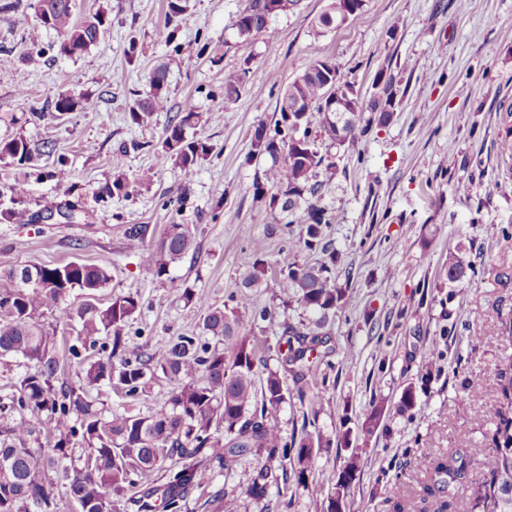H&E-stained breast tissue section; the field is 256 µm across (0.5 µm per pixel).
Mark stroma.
Returning a JSON list of instances; mask_svg holds the SVG:
<instances>
[{"label":"stroma","mask_w":512,"mask_h":512,"mask_svg":"<svg viewBox=\"0 0 512 512\" xmlns=\"http://www.w3.org/2000/svg\"><path fill=\"white\" fill-rule=\"evenodd\" d=\"M246 0H184L176 21L167 0H75L74 15L102 11L104 38L76 57L57 53L56 32L38 29V0H19L0 15V140L24 135L33 146L54 145L36 168L0 158V192L26 184L25 207L51 209L44 224L0 223V272L30 264L79 262L107 267L110 280L97 295L106 304L133 295L138 309L124 328L132 349L154 352L177 336L200 333L201 316H189L182 298L189 287L220 307L237 292L252 265L253 240H263L273 270L311 264L316 254L292 246L253 194L256 167L248 162L258 124H273L293 79L312 59L336 65L364 98L376 73L399 59V93L391 120L372 127L353 145L320 144L335 162L321 171L318 203L332 217L324 229L338 260L337 282L346 305L324 316L299 305L282 307L276 286L255 289L274 310L256 325L259 352L277 368L285 325L321 332L328 353L316 390L322 407L315 427L331 447L313 452L311 472L298 484L289 461L251 456L221 467L189 494L181 512H223L225 496L239 512H326L338 473L351 455L361 472L345 512H436L445 499L431 472L452 453L463 454L466 479L453 490V512H475L481 461L491 453L494 424L487 411L497 393V365L512 359V335L502 322L512 314V156L500 143L512 117V0H366L363 11L338 28L319 16L329 0H300L277 14L266 32L243 40L234 23ZM46 52L28 60L31 37ZM163 69L167 108L146 126L132 124L129 108ZM245 69L237 98L224 97V75ZM89 97L93 106L58 114L59 91ZM200 119L194 134L212 151L193 169L163 157L165 130L185 107ZM122 158L127 192L98 198ZM70 171L60 183L49 175L57 159ZM153 170L147 183L138 174ZM78 203L77 219L58 216ZM195 225L196 240L166 276L144 266L126 247L125 230L146 224L148 247L167 225ZM462 249L475 276L449 282L448 253ZM46 328L73 347L63 378L73 381L83 359L103 357L111 340L82 349L77 326L45 318ZM415 386L417 412L399 407ZM172 383L155 374L133 396L100 384L93 397L115 413L149 414L168 400ZM381 423L365 435L373 404ZM272 482L266 498L246 493L260 469Z\"/></svg>","instance_id":"1"}]
</instances>
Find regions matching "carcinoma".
I'll return each mask as SVG.
<instances>
[{"label":"carcinoma","instance_id":"carcinoma-1","mask_svg":"<svg viewBox=\"0 0 512 512\" xmlns=\"http://www.w3.org/2000/svg\"><path fill=\"white\" fill-rule=\"evenodd\" d=\"M47 10L38 15V26L51 29L60 37L59 53L72 57L84 52L104 36L106 19L96 13L78 21L72 0H42ZM353 0H331L320 16L319 25L328 28L350 12ZM263 0H246L235 27L239 37L248 39L267 29ZM303 80L288 86V101L299 102L302 130L297 136L305 144L296 149L289 144L294 134L288 114L280 112L273 127L260 124L255 129L249 160L258 168L253 183L254 195L265 200L279 231L292 233L293 221H283L306 207L305 229L300 232V247L320 250L323 259L315 264L290 266L277 278L283 307L294 301L324 315L336 312L346 303V289L336 283L332 267L336 251L322 244V226L330 223L327 212L310 199L322 184L318 170L330 169L316 147L321 137L333 146L354 140L364 110V99L342 94L336 109L326 99L327 83L352 89L343 81L332 62L311 61L302 72ZM386 76L385 91L372 97L368 119L381 126L391 115L397 97L392 72ZM164 74L152 77L151 94L130 108L133 124L148 125L154 113L161 112L166 99L161 94ZM198 113L189 108L177 123L166 129V155L184 169L197 165L210 152V145L187 135L196 125ZM34 151L22 135L0 141V158H10L19 166L34 161ZM10 205L0 208V221L31 224L37 215L22 206L26 190L17 184L9 188ZM147 224H133L125 230L127 248L141 254L143 264L161 277L194 245L196 228L191 224H170L155 249L145 248ZM256 255L251 268L242 276V291L229 296L232 305L210 308L202 323V333L214 345L200 342L198 336H179L165 349L149 355L135 352L126 344L123 330L138 308L132 295H118L103 306L95 295L110 279L107 268L70 262L59 266L26 265L22 276L10 269L0 277L10 283L0 288V358L20 356L34 364L35 370L19 382L18 394L0 401V416L18 409L28 410L32 418L19 417L0 423V512H59L50 475L60 473L67 481L68 495L90 505L88 512H118L124 502L151 512L152 500L159 498L164 508L177 512L189 489L200 485L205 475L196 465L175 468L177 461L195 459L229 464L253 450L281 456L293 462L297 481L305 483L314 447L330 446V440L314 437L302 430L299 438L280 437L273 411L286 402L288 374H293L300 404L308 399L304 381L315 380L312 366L305 364L311 352L323 344L318 335L288 326L279 344L282 370H267L260 377L258 345L249 330L272 318V310L255 303L251 289L268 283L269 266L264 260L265 245L252 242ZM474 272L461 252L448 257V282L455 283ZM84 292L85 300L66 313V319L80 326L78 337L95 345L98 336L112 335L108 356L86 361L77 372V381L56 387L64 354L56 336L46 332L40 319L57 308V303L72 289ZM173 379L171 396L161 409L146 415L105 413L103 403L92 399L90 390L106 381L128 394H135L156 372ZM497 397L489 410L495 428L493 453L484 462L486 477L476 492L482 512H512V360L497 368ZM468 461L461 454L437 465L436 483L452 489L462 480ZM360 471L359 457L353 456L340 472L334 494L328 498L327 512H338ZM269 471H260L247 490L250 497L262 500L270 486Z\"/></svg>","mask_w":512,"mask_h":512}]
</instances>
